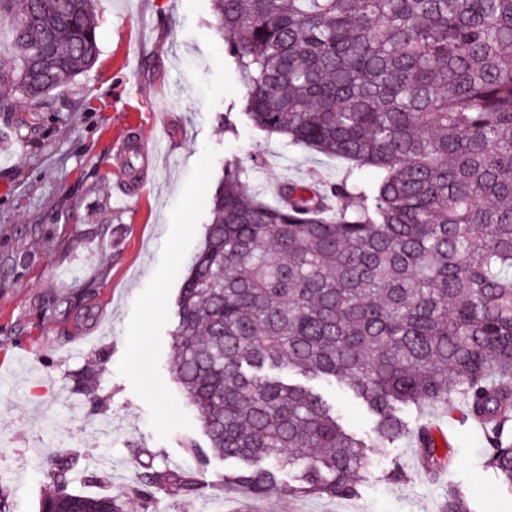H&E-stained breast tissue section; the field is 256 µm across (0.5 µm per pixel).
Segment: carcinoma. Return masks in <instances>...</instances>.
<instances>
[{
    "label": "carcinoma",
    "instance_id": "1",
    "mask_svg": "<svg viewBox=\"0 0 512 512\" xmlns=\"http://www.w3.org/2000/svg\"><path fill=\"white\" fill-rule=\"evenodd\" d=\"M257 129L346 161L266 201L230 164L176 302V380L233 488L352 497L363 443L314 381L346 384L378 447L433 435L400 415L460 396L485 465L512 488V0H211ZM21 48L0 69L32 111L99 54L94 0H0ZM374 171L371 181L354 170ZM296 371L305 382H286ZM85 460L47 461L52 512H120L69 491ZM135 490L197 496L193 470Z\"/></svg>",
    "mask_w": 512,
    "mask_h": 512
}]
</instances>
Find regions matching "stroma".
Instances as JSON below:
<instances>
[{
	"label": "stroma",
	"instance_id": "stroma-1",
	"mask_svg": "<svg viewBox=\"0 0 512 512\" xmlns=\"http://www.w3.org/2000/svg\"><path fill=\"white\" fill-rule=\"evenodd\" d=\"M95 9L96 62L37 111L0 112V512H39L45 457L64 439L88 454L70 490L112 496L123 512L150 463L198 470L204 495L159 492L147 512H442L451 492L468 512H512L458 401L405 415L454 434L435 480L420 475L412 441L374 448L373 417L334 381L318 387L367 445L356 496L257 498L225 485L223 460H200L208 441L174 380L172 332L225 167L250 170L270 201L283 181L331 182L347 164L252 125L210 0ZM133 131L156 155L124 169L114 146Z\"/></svg>",
	"mask_w": 512,
	"mask_h": 512
}]
</instances>
